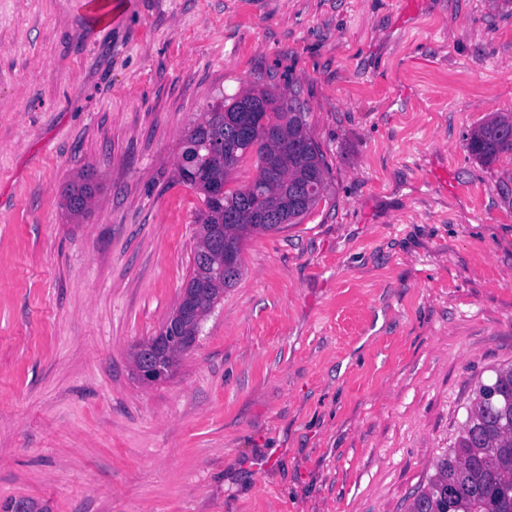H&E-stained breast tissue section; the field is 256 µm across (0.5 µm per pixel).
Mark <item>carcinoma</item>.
<instances>
[{"instance_id":"obj_1","label":"carcinoma","mask_w":512,"mask_h":512,"mask_svg":"<svg viewBox=\"0 0 512 512\" xmlns=\"http://www.w3.org/2000/svg\"><path fill=\"white\" fill-rule=\"evenodd\" d=\"M249 112L267 114L270 134L260 133L247 142L235 133L236 123ZM304 104L268 88L225 98L190 126L182 143L199 146L202 166L194 175L178 168L179 180L203 195L199 224L205 236L197 242L193 264L208 243L214 227L223 226L224 242L242 253L252 232L278 231L299 224L326 190L324 159L307 132ZM468 151L489 161L512 153V116L495 117L471 133ZM256 157L257 172L245 187L209 196L215 181L227 182L240 161ZM90 195L86 184L65 194V209L73 217L87 206L76 202ZM288 202L282 224H262L259 210L267 204ZM433 473L419 488L407 512H512V366L495 371L490 383L478 386L453 446L432 465ZM4 512H48L26 498L11 499Z\"/></svg>"}]
</instances>
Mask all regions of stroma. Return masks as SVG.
<instances>
[{
	"instance_id": "35a3bbf8",
	"label": "stroma",
	"mask_w": 512,
	"mask_h": 512,
	"mask_svg": "<svg viewBox=\"0 0 512 512\" xmlns=\"http://www.w3.org/2000/svg\"><path fill=\"white\" fill-rule=\"evenodd\" d=\"M89 2L0 0V502L406 512L512 365V154L466 148L512 114V0ZM253 87L305 103L326 191L143 384L203 210L183 135Z\"/></svg>"
}]
</instances>
